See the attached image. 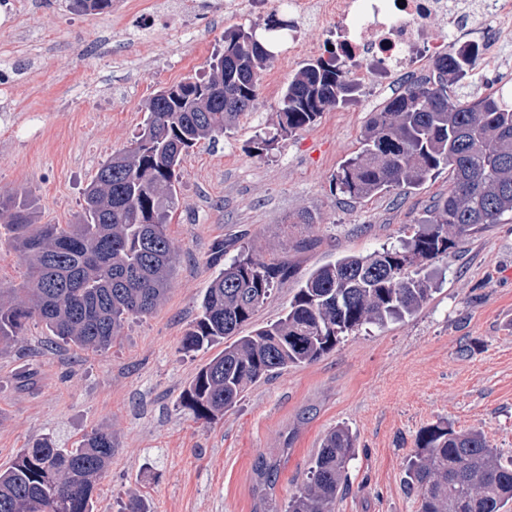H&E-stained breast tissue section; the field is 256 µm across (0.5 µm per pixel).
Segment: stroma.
<instances>
[{
  "mask_svg": "<svg viewBox=\"0 0 512 512\" xmlns=\"http://www.w3.org/2000/svg\"><path fill=\"white\" fill-rule=\"evenodd\" d=\"M140 2L112 0L94 14L31 0L14 21L0 20V194L21 193L38 223H76L101 164L144 125V101L202 74L226 30L278 12L272 0L257 9L197 0L188 26L158 20L142 43L120 32ZM279 109V98L258 95L231 130L185 156L167 221L174 274L152 314L126 322L99 354L38 322L0 350V470L42 435L69 448L105 428L117 449L94 512H118L131 493L153 512H252L259 455L281 456L273 495L287 501L342 424L356 454L336 512H419L405 468L421 428L478 430L512 457V222L482 226L428 262L432 294L419 312L362 326L318 360L260 380L223 417L199 420L182 405L214 355L184 352L182 338L219 271L215 244L227 264L249 254L291 267L242 327L247 335L281 317L317 269L399 247L452 184L443 168L416 188L349 199L335 176L359 150L371 117L364 100L277 138Z\"/></svg>",
  "mask_w": 512,
  "mask_h": 512,
  "instance_id": "1",
  "label": "stroma"
}]
</instances>
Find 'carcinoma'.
I'll use <instances>...</instances> for the list:
<instances>
[{
	"label": "carcinoma",
	"mask_w": 512,
	"mask_h": 512,
	"mask_svg": "<svg viewBox=\"0 0 512 512\" xmlns=\"http://www.w3.org/2000/svg\"><path fill=\"white\" fill-rule=\"evenodd\" d=\"M76 12H104L112 0H68ZM278 28L265 24L224 33V51L208 61V75L157 91L145 103L144 128L133 146L112 154L83 196L76 224H38L32 207L0 198V235L25 266L21 288H0V348L9 347L37 319L50 335L80 350L103 352L131 318L152 313L166 298L175 251L166 233L169 204L184 156L250 111L261 73L274 58ZM474 54L450 52L436 60L435 77L391 98L373 113L360 152L336 174V186L360 200L401 185H420L441 167L452 188L422 227L398 248L349 255L313 272L277 321L239 335L288 263L249 255L224 266L207 288L200 313L183 338L198 351L232 336L197 372L182 401L199 420L224 414L252 384L313 362L349 332L384 325L420 310L431 296L419 273L456 247V237L512 214V101L489 94L475 103L448 90L470 76ZM335 52L303 65L282 92L279 132L314 123L355 99ZM112 433L95 430L75 448L50 435L36 439L0 471V512H93V494L112 459ZM354 439L345 426L330 430L300 487L281 504L273 498L279 460H255L253 512H335L348 485ZM406 483L420 512H503L512 501V467L479 431L450 425L423 429L406 464ZM121 512H151L136 494Z\"/></svg>",
	"instance_id": "carcinoma-1"
}]
</instances>
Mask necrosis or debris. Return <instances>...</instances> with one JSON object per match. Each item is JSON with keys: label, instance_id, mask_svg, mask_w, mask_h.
Instances as JSON below:
<instances>
[{"label": "necrosis or debris", "instance_id": "obj_1", "mask_svg": "<svg viewBox=\"0 0 512 512\" xmlns=\"http://www.w3.org/2000/svg\"><path fill=\"white\" fill-rule=\"evenodd\" d=\"M300 21L331 24L351 81L384 91L423 82L445 52L475 47L502 64L512 42V0H278Z\"/></svg>", "mask_w": 512, "mask_h": 512}]
</instances>
